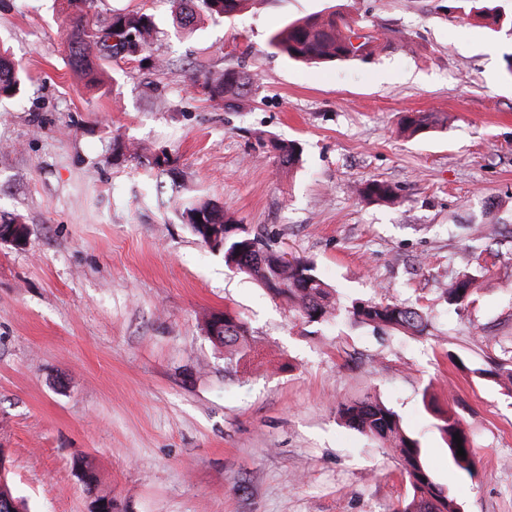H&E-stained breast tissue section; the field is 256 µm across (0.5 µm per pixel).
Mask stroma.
Masks as SVG:
<instances>
[{"label":"stroma","instance_id":"stroma-1","mask_svg":"<svg viewBox=\"0 0 512 512\" xmlns=\"http://www.w3.org/2000/svg\"><path fill=\"white\" fill-rule=\"evenodd\" d=\"M252 0L236 18L180 28L168 0H96L94 16L140 8L158 33L148 61L105 63L92 90L68 61L63 0H0V50L29 81L0 102V451L28 512H391L407 484L391 449L349 429L342 401L397 411L463 512H512V28L468 0ZM343 9L389 47L310 67L268 38ZM253 80L232 106L200 75ZM434 129L405 139V114ZM293 140L282 166L268 139ZM167 150L187 197L311 260L342 306L422 307L423 335L351 323L302 325L287 305L146 199ZM381 180L393 205L361 199ZM483 282L462 311L446 284ZM230 310L252 352L227 365L206 332ZM461 419L475 475L454 469L436 412ZM96 475L94 491L80 464Z\"/></svg>","mask_w":512,"mask_h":512}]
</instances>
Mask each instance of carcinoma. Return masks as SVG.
I'll list each match as a JSON object with an SVG mask.
<instances>
[{"label": "carcinoma", "instance_id": "1", "mask_svg": "<svg viewBox=\"0 0 512 512\" xmlns=\"http://www.w3.org/2000/svg\"><path fill=\"white\" fill-rule=\"evenodd\" d=\"M88 0H68L74 26L67 43L71 67L90 79H96L101 69V59H134L148 51L154 42L156 25L151 17L140 11L117 13L106 25H99L90 17L85 5ZM250 0H171L173 13L180 25L187 27L195 16L205 12L210 16L229 20L246 9ZM475 16L486 25L512 28L508 20L491 0H476ZM356 21L341 11L314 15L288 24L273 33L270 47L283 56L307 64H329L350 59H366L384 50L390 43L384 34L366 37L367 48L362 53L350 49L351 35ZM95 43L104 51L102 58L94 57L88 45ZM27 80L21 67L0 53V100L16 97ZM204 88L214 100L229 105L236 96L248 93L250 82L235 70L204 78ZM431 116L421 114L407 118L402 132L416 135L431 128ZM273 148L280 161L293 166L300 160L299 145L295 141L276 142ZM357 194L365 200L386 202L393 197V189L380 181H368L357 185ZM175 215L188 225L197 239L214 252L224 255V264L239 273L258 280L272 294L283 299L293 315L304 324H323L337 316L340 306L335 291L325 284L316 272L314 264L301 258L285 260L282 253L260 235L241 227L234 215L210 200L191 198L175 199ZM204 224H221L224 237L210 241L203 230ZM480 291L478 279L464 274L445 289L448 305L460 309ZM348 317L358 324H376L397 331L420 334L426 328V318L421 310L409 303L355 301L347 309ZM224 324L214 329L215 314L206 319L210 337L224 346V360L238 364L245 359L252 346L247 327L229 311H224ZM338 413L344 423L393 449L400 461L409 484V495L394 512H462L461 505L448 495L436 482L426 466L420 440L402 424L400 416L376 398L341 403ZM437 428L443 436L456 468L469 475L474 474L475 452L469 434L460 419L448 414L440 419ZM459 434L461 442L454 441ZM463 447L466 457L457 455V447ZM0 512H20L18 501L12 495L6 477L0 476Z\"/></svg>", "mask_w": 512, "mask_h": 512}]
</instances>
